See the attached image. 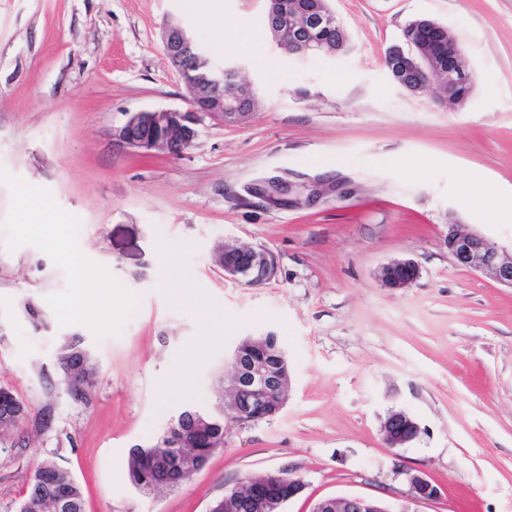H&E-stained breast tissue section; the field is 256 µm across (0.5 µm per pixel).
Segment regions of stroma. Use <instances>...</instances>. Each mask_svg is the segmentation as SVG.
Returning a JSON list of instances; mask_svg holds the SVG:
<instances>
[{"label": "stroma", "mask_w": 512, "mask_h": 512, "mask_svg": "<svg viewBox=\"0 0 512 512\" xmlns=\"http://www.w3.org/2000/svg\"><path fill=\"white\" fill-rule=\"evenodd\" d=\"M330 6L348 50L298 59L271 40L265 0H0V387L30 410L20 446L0 451V512H15L46 458L72 471L85 512H206L279 470L305 484L283 512L334 496L392 503L409 495V469L441 489L420 512H512V288L448 252L452 224L512 247L498 206L512 192V0ZM423 17L466 49L476 85L465 109L406 92L383 65ZM168 19L215 65L239 66L259 101L246 122H205L180 156L112 139L126 113L189 105L161 51ZM271 178L291 184L288 200L256 194ZM36 209L56 223H33ZM169 241L184 245L174 270L161 256ZM220 242L270 249L277 277L225 279ZM74 248L118 297L104 322L68 312ZM408 258L420 267L412 285L378 281ZM190 284L224 326L191 366L190 390L165 394L160 380L207 328L184 298ZM265 333L288 354L283 409L225 422L223 448L190 480L139 494L133 446L153 444L185 405L213 407L225 351ZM73 335L97 366L87 406L55 370ZM399 409L421 432L390 448L381 426Z\"/></svg>", "instance_id": "35a3bbf8"}]
</instances>
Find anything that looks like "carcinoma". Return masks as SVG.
<instances>
[{
  "mask_svg": "<svg viewBox=\"0 0 512 512\" xmlns=\"http://www.w3.org/2000/svg\"><path fill=\"white\" fill-rule=\"evenodd\" d=\"M291 0H267L266 29L285 49L288 45V3ZM245 353L265 357L283 375L288 376V359L275 360L270 351L256 346L245 347ZM56 368L68 397L77 404L92 403L96 369L83 346V339L71 336L64 340L56 356ZM27 406L12 391L0 388V443L3 444L27 420ZM184 446L170 447V439L160 437L150 448H134L128 462L131 483L143 494L163 488L178 465H183L182 480L202 469L215 452L213 446L224 439V414L210 413L207 423L198 428L191 417L177 424ZM62 500L61 512H84L81 486L71 473L53 461H43L35 470L31 488L15 512H56L49 504Z\"/></svg>",
  "mask_w": 512,
  "mask_h": 512,
  "instance_id": "cac0c4a2",
  "label": "carcinoma"
}]
</instances>
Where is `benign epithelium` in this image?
Returning a JSON list of instances; mask_svg holds the SVG:
<instances>
[{
	"instance_id": "benign-epithelium-1",
	"label": "benign epithelium",
	"mask_w": 512,
	"mask_h": 512,
	"mask_svg": "<svg viewBox=\"0 0 512 512\" xmlns=\"http://www.w3.org/2000/svg\"><path fill=\"white\" fill-rule=\"evenodd\" d=\"M331 23L333 20L319 8L316 0H294L290 30L297 45L295 55L333 57L345 51L348 45L346 34L333 52L324 50L322 42L314 38V29ZM445 33L448 37V69H442L436 54L428 51L426 42L413 33L404 36L402 44L387 50L385 68L392 81L403 90L416 95L433 92L437 102L462 110L470 102L474 75L466 64L463 44L451 29H445ZM162 34L165 60L180 76L189 34L172 22L164 25ZM226 81L232 85V90L227 93L224 92ZM249 102L250 86L239 80L238 69H228L224 76L201 73L188 108L128 112L125 119L112 128V139L129 149L180 156L196 145L199 129L205 121L219 119L226 124L237 123L251 116ZM448 253L458 265L479 271L496 283L512 288V251L505 250L492 239L462 224H450ZM213 257L224 278L250 287L264 285L278 273L277 258L266 248L220 245L214 249ZM419 275L420 268L412 259L393 260L378 272L382 284L393 289L408 287ZM270 339L269 333L246 336L230 352L232 374L224 387V412L238 421L260 416L259 407L285 389L283 377L270 364L242 352L246 343L258 346ZM381 431L387 447L400 448L417 438L420 427L409 413L399 410L383 422ZM405 474L411 496L394 509L377 499L342 496L319 500L312 512H415L411 504L440 497V488L427 480L421 471L407 470ZM303 490L301 480L280 471L268 472L248 479L238 488L225 490L213 501L208 512H282V506Z\"/></svg>"
}]
</instances>
